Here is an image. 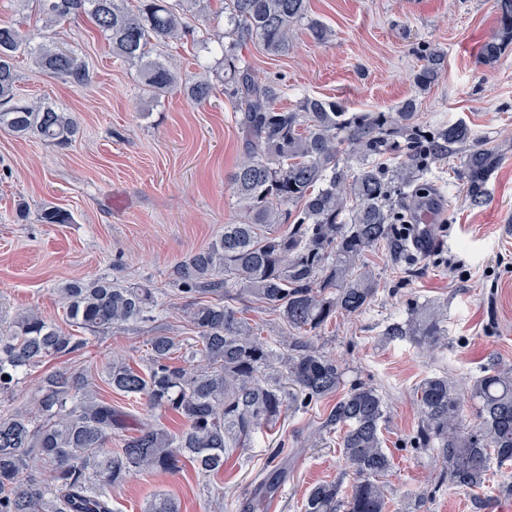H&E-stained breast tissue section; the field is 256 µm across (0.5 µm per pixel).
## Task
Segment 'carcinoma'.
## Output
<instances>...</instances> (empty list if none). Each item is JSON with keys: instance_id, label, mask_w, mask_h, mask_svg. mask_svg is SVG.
Returning a JSON list of instances; mask_svg holds the SVG:
<instances>
[{"instance_id": "obj_1", "label": "carcinoma", "mask_w": 512, "mask_h": 512, "mask_svg": "<svg viewBox=\"0 0 512 512\" xmlns=\"http://www.w3.org/2000/svg\"><path fill=\"white\" fill-rule=\"evenodd\" d=\"M39 18L53 25L85 15L112 53L137 68L144 92L158 100L174 89L187 100L207 101L214 86L184 77L151 56L155 41H182L193 33L201 0H30ZM229 31L221 45L224 92L232 99L245 156L230 177L243 219L224 225L210 245L174 266L172 282L192 298L187 314L197 336L184 344L158 333L147 340L148 365L110 363L105 383L144 401L147 410L176 415L183 427L170 432L112 408L81 372L48 375L23 410L0 409V512H116L107 489L133 472L174 473L185 463L207 476L224 469L252 438L272 430L291 407L332 401L308 441L341 434V455L352 475L322 481L307 491L301 512H387L384 477L392 457L382 425L388 403L379 390L358 382L342 392L344 369L313 338L339 319L364 313L378 294L377 273L365 255L385 251L395 267L414 262L406 233L407 210L423 195L422 177L443 154L465 148L459 177L475 205L489 198L488 183L502 163L492 148L477 144L465 122L448 126L418 120L416 99L393 112L347 114L336 102L305 96L278 108L279 89L256 79L243 47L257 42L266 52H288L295 27L304 22L313 43L330 30L309 15V0H224ZM496 24L480 47L492 67L512 46V0H495ZM24 52L34 65L65 83L83 86L90 73L71 51L33 41L21 24L0 21V129L34 136L55 147L71 145L80 123L50 102H29L16 92L13 58ZM444 52L430 47L413 83L434 85ZM398 151L389 169L380 158ZM41 224H70L71 213L41 208ZM157 289L147 283L106 278L74 281L58 289L63 318L93 334L153 320ZM249 298L278 316L273 339L241 317L234 302ZM448 316L439 305L417 304L405 322L387 326L393 338L413 337L428 349L445 345ZM87 338L65 333L35 311L17 316L0 332V396L20 375L50 357L84 348ZM185 350L190 367L174 363ZM421 423L417 444L431 448L443 465L441 482L468 489L487 481L492 461H512V367L491 365L461 389L446 374L423 379L415 390ZM478 408L467 425L464 400ZM132 429L117 452L107 449L114 429ZM261 499L278 493L288 476V452L275 448L261 471ZM144 512H180L157 496Z\"/></svg>"}]
</instances>
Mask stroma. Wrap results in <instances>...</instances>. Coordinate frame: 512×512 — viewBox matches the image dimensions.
Returning a JSON list of instances; mask_svg holds the SVG:
<instances>
[{
  "mask_svg": "<svg viewBox=\"0 0 512 512\" xmlns=\"http://www.w3.org/2000/svg\"><path fill=\"white\" fill-rule=\"evenodd\" d=\"M309 3L311 15L332 31L327 42L312 43L300 25L286 54H269L256 43L243 50L258 79L277 85V106L290 108L310 95L336 101L348 113L389 112L413 97L419 121H465L503 156L490 180V197L479 206L470 203L457 177L459 154L433 164L430 195L438 204L426 228L432 249L406 272L387 263L381 251L368 252L379 279L377 300L360 316L322 331L315 343L342 362L345 384H373L389 400L383 436L393 459L385 477L390 512H419L424 494L428 512H512V493L504 489L512 484V468L494 470L479 489L442 486L435 451L413 444L420 421L414 390L425 377L445 372L464 388L490 364L512 365V47L491 69L477 57L495 26L494 0ZM223 9L224 0H206L196 18L207 44L152 48L184 74L208 77L215 91L202 104L177 90L150 99L135 67L113 57L83 18L62 22L51 36L85 60L87 85L64 83L38 71L29 56L15 57L20 94L74 113L81 132L70 148L60 149L0 130V323L32 309L63 324L58 288L95 277L150 282L158 307L153 321L89 337L82 351L29 368L5 406L26 408L48 373L80 371L113 407L148 415L172 431L180 428L173 414L145 412L113 391L101 371L115 359L146 367V341L154 333L194 336L189 300L174 289L172 268L242 218L230 176L244 145L218 64ZM428 45L445 52V69L420 93L412 76ZM21 205L28 219L18 218ZM46 205L69 211L73 223H38L35 215ZM425 300L448 304L447 346L426 351L411 337L387 336L388 324L405 320L411 305ZM324 410L321 403L288 410L273 432L257 435L223 471L206 478L189 466L175 473H134L110 489L112 503L117 512H142L163 494L176 499L181 512H246L269 449L282 446L288 450V478L258 512H300L312 485L346 472L338 436L315 448L303 444Z\"/></svg>",
  "mask_w": 512,
  "mask_h": 512,
  "instance_id": "obj_1",
  "label": "stroma"
}]
</instances>
